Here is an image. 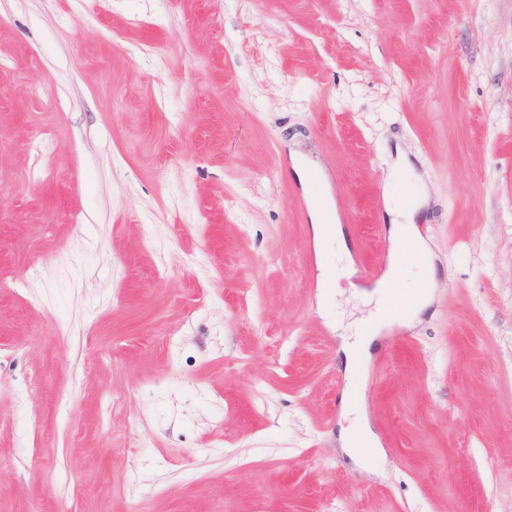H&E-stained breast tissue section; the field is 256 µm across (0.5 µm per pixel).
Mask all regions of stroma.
<instances>
[{
    "instance_id": "stroma-1",
    "label": "stroma",
    "mask_w": 512,
    "mask_h": 512,
    "mask_svg": "<svg viewBox=\"0 0 512 512\" xmlns=\"http://www.w3.org/2000/svg\"><path fill=\"white\" fill-rule=\"evenodd\" d=\"M424 185L361 466L337 348ZM308 505L512 512V0H0V512ZM310 220L313 223L315 234L322 239L336 243L337 249L344 255H348L345 232L341 224H321L315 204L310 207ZM419 249V250H418ZM417 250L415 251L418 253L420 257V264H422L425 267L426 270V277L423 281V290H421L417 295H414L412 301L408 304L407 308L404 310V312H407L409 316L417 314L419 311H421L427 304L430 298V288H433V284L435 282V275H436V268L434 267L432 260H431V254L429 250L421 246L420 243L417 241ZM341 440L344 448L358 460H361L364 456L360 448H366L369 453H375L377 448H379L377 439L366 426H362L357 430L344 432Z\"/></svg>"
}]
</instances>
